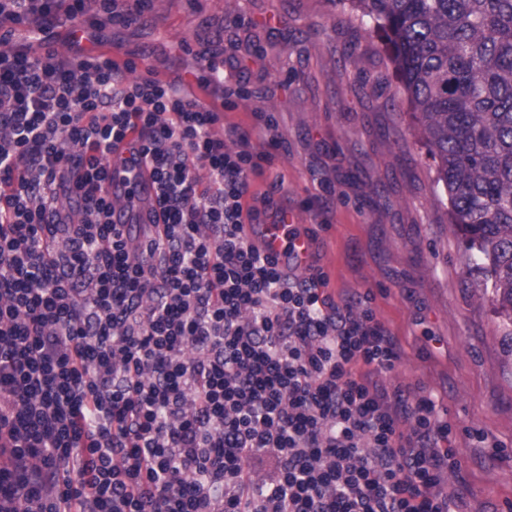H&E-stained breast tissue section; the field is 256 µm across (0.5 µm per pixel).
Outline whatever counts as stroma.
Masks as SVG:
<instances>
[{
	"label": "stroma",
	"instance_id": "35a3bbf8",
	"mask_svg": "<svg viewBox=\"0 0 512 512\" xmlns=\"http://www.w3.org/2000/svg\"><path fill=\"white\" fill-rule=\"evenodd\" d=\"M141 27L109 25L112 56L173 76L221 56L247 90L227 111L250 125L270 115L278 199L334 190L318 258L334 294L371 292L402 360L392 381L419 388L455 426L453 477L465 512H512V359L503 321L478 301L480 274L450 229L437 166L420 139L381 32L332 0H150Z\"/></svg>",
	"mask_w": 512,
	"mask_h": 512
}]
</instances>
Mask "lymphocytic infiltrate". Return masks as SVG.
Masks as SVG:
<instances>
[{
  "label": "lymphocytic infiltrate",
  "instance_id": "f902f5d3",
  "mask_svg": "<svg viewBox=\"0 0 512 512\" xmlns=\"http://www.w3.org/2000/svg\"><path fill=\"white\" fill-rule=\"evenodd\" d=\"M85 3L0 0V512H461L453 425L392 384L371 293L335 298L317 262L284 272L252 240L277 214L254 188L270 116L225 124L226 74L196 78L215 110L97 52L148 0H98L102 22ZM63 17L69 55L39 51ZM121 143L157 190L142 244L111 221Z\"/></svg>",
  "mask_w": 512,
  "mask_h": 512
}]
</instances>
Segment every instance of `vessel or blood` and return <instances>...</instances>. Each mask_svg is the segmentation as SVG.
<instances>
[{
    "instance_id": "obj_1",
    "label": "vessel or blood",
    "mask_w": 512,
    "mask_h": 512,
    "mask_svg": "<svg viewBox=\"0 0 512 512\" xmlns=\"http://www.w3.org/2000/svg\"><path fill=\"white\" fill-rule=\"evenodd\" d=\"M110 170L108 189L119 201L112 213V221L121 225L125 236H137L140 225L155 221V189L147 177L131 172L120 159H113ZM295 225V212L287 211L283 222L263 225L260 244L267 253L279 257L284 252H291L295 264L303 266L310 260L313 245L304 236L289 238L288 232Z\"/></svg>"
}]
</instances>
